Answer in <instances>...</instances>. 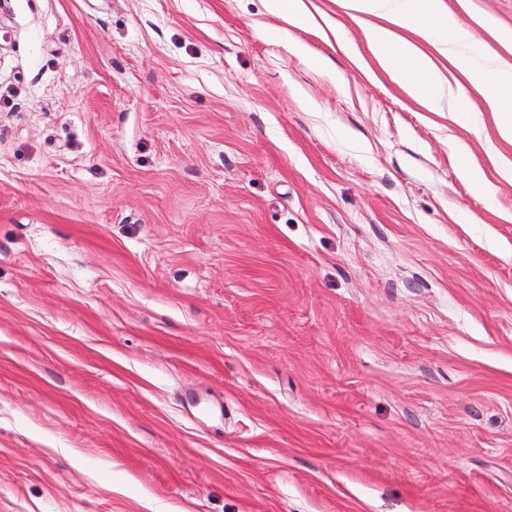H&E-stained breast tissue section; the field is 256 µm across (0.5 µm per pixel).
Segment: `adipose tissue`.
Wrapping results in <instances>:
<instances>
[{"instance_id": "1", "label": "adipose tissue", "mask_w": 512, "mask_h": 512, "mask_svg": "<svg viewBox=\"0 0 512 512\" xmlns=\"http://www.w3.org/2000/svg\"><path fill=\"white\" fill-rule=\"evenodd\" d=\"M443 0H337L353 20L363 23L368 48L378 66L396 77L405 92L430 112L463 109L468 98L439 69L445 60L462 72L492 112L500 137L512 142V32L500 50L466 53L467 29Z\"/></svg>"}]
</instances>
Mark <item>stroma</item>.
Here are the masks:
<instances>
[{
	"label": "stroma",
	"mask_w": 512,
	"mask_h": 512,
	"mask_svg": "<svg viewBox=\"0 0 512 512\" xmlns=\"http://www.w3.org/2000/svg\"><path fill=\"white\" fill-rule=\"evenodd\" d=\"M305 2L0 0V512H512V143Z\"/></svg>",
	"instance_id": "1"
}]
</instances>
